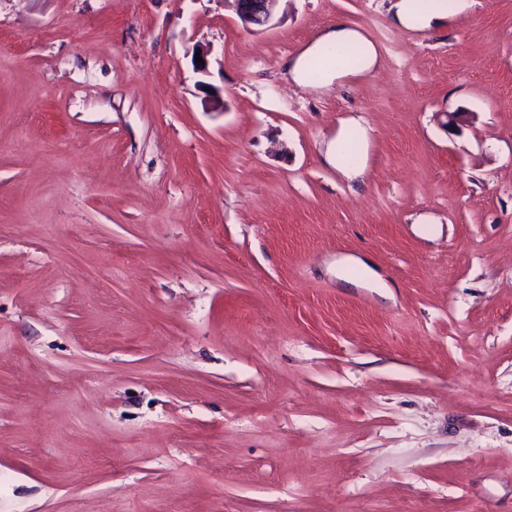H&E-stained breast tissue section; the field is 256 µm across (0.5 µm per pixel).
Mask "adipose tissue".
<instances>
[{
	"mask_svg": "<svg viewBox=\"0 0 512 512\" xmlns=\"http://www.w3.org/2000/svg\"><path fill=\"white\" fill-rule=\"evenodd\" d=\"M444 9V0H396L394 19L397 24L405 28L421 30L431 27L433 21L443 18ZM330 48L340 51L355 49L359 54L356 68L351 69L339 63L327 66L319 78H310L308 71L311 64ZM378 59V49L373 41L354 28L339 25L326 31L312 44L302 49L296 58L289 62L288 73L298 84L320 89L350 75L351 71L361 73L372 71Z\"/></svg>",
	"mask_w": 512,
	"mask_h": 512,
	"instance_id": "ef3b65f1",
	"label": "adipose tissue"
}]
</instances>
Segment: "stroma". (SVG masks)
Segmentation results:
<instances>
[{
    "label": "stroma",
    "instance_id": "1",
    "mask_svg": "<svg viewBox=\"0 0 512 512\" xmlns=\"http://www.w3.org/2000/svg\"><path fill=\"white\" fill-rule=\"evenodd\" d=\"M447 2L0 0V512H512V0ZM237 19L250 31H263L272 26L274 8L279 0H232ZM445 0H398L392 6L397 24L413 30L431 27L432 22L443 19ZM334 48L345 51L354 48L358 54L356 69H350L345 64L327 66L318 79H311L308 71L311 64L323 56L324 52ZM379 59L377 46L362 32L346 25H336L318 37L312 44L302 49L296 58L288 62V73L300 85L320 89L331 85L334 81L354 73L372 71Z\"/></svg>",
    "mask_w": 512,
    "mask_h": 512
}]
</instances>
